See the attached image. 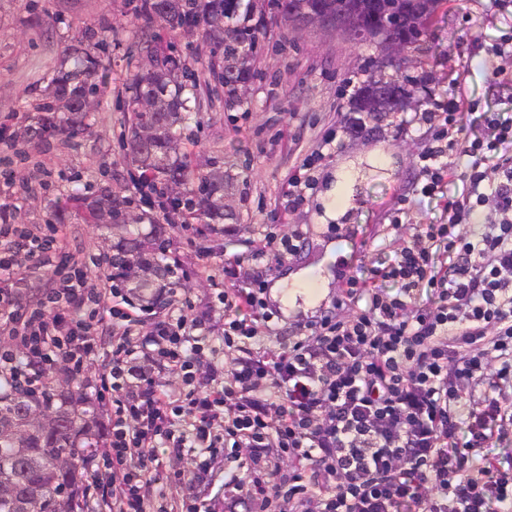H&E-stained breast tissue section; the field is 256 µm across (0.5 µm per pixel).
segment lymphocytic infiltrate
Returning a JSON list of instances; mask_svg holds the SVG:
<instances>
[{
	"mask_svg": "<svg viewBox=\"0 0 512 512\" xmlns=\"http://www.w3.org/2000/svg\"><path fill=\"white\" fill-rule=\"evenodd\" d=\"M471 108L460 88L425 115L412 193L439 198L442 220L414 225L389 263L348 276L277 347H251L275 318L263 267L298 256L305 233L225 260L227 364L202 377L205 319L183 310L141 333L103 259L76 258L63 225L32 230L0 205V381L38 395L63 363L97 394L112 433L83 465L112 472L100 512H147L142 487L182 483L163 459L189 449L197 483L228 461L226 512H512V471L486 452L512 431V115L482 113L475 134ZM24 265L58 275L53 311L19 301ZM149 364L186 391L173 396Z\"/></svg>",
	"mask_w": 512,
	"mask_h": 512,
	"instance_id": "1",
	"label": "lymphocytic infiltrate"
}]
</instances>
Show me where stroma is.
<instances>
[{"instance_id":"35a3bbf8","label":"stroma","mask_w":512,"mask_h":512,"mask_svg":"<svg viewBox=\"0 0 512 512\" xmlns=\"http://www.w3.org/2000/svg\"><path fill=\"white\" fill-rule=\"evenodd\" d=\"M261 50L255 57L256 78L236 95L216 86L205 67L206 47L199 33L168 34L178 55L199 75L201 111L186 113L180 149L197 163L218 159L231 187L224 195L231 219L220 233L204 230L187 242L178 216L162 229L166 249L155 250L159 264L178 265L186 274L176 288V303L191 302L196 313L207 314L211 326L222 330L224 320L216 295L224 287V261L245 252L269 232L307 231L309 244L299 256L283 264L270 263L268 283L288 280L319 263L327 247L337 259L327 295L315 305L296 301L284 306L269 299L278 315L275 330L263 332L260 344L277 346L280 329L305 324L332 306L345 276L356 275L372 262L389 260L397 247L389 215L406 194L422 150L421 116L435 101L447 100L458 75H465V92L474 108L464 117L471 131L481 129L484 112L512 110V89L499 86L484 66L483 46L512 31V14L499 10L495 0H439L429 24L433 40L428 52L417 53L407 69L379 66L375 43L355 42L317 28L295 30L291 21L271 9L268 0H250ZM110 27L112 37L100 53L99 89L87 112L84 131L47 136L29 147V161L17 167L15 178L30 182V193L19 196L0 185V204H10L13 221L32 227L65 211L69 242L74 250L103 258L115 241L110 229L85 220L75 204L96 197L102 188L131 199L130 209L148 210L131 177V162L121 145L128 118L125 86L134 72L130 52L160 24H147L133 13L129 0H0V127L18 139L35 125L32 105L75 47L91 48L86 29ZM410 79L415 83L414 107L391 113L371 137L354 138L340 131L352 101L369 76ZM338 132L334 147L319 163L314 188L300 208L287 212L280 204L283 183L297 163L309 154L327 129ZM354 179L348 203L335 216L326 213V197L339 172ZM350 225L349 239H337L333 227ZM207 252L201 262L199 252Z\"/></svg>"}]
</instances>
